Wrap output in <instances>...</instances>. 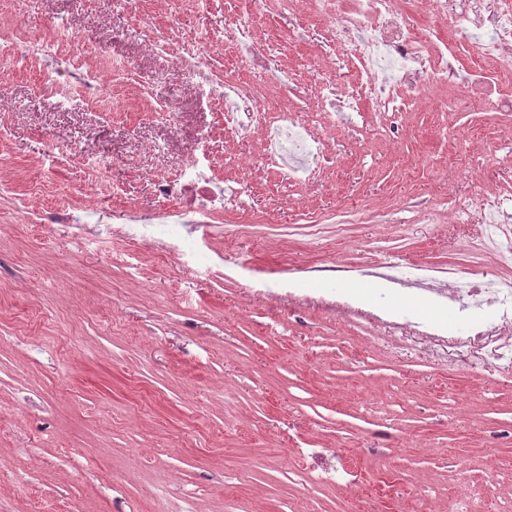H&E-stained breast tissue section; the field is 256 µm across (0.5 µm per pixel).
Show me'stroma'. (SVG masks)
<instances>
[{"instance_id": "stroma-1", "label": "stroma", "mask_w": 512, "mask_h": 512, "mask_svg": "<svg viewBox=\"0 0 512 512\" xmlns=\"http://www.w3.org/2000/svg\"><path fill=\"white\" fill-rule=\"evenodd\" d=\"M254 17L257 71L231 52L229 20ZM84 39L69 48L58 24ZM275 101L327 158L288 180L263 138L224 124L196 71ZM44 38L105 80L69 109L39 96ZM347 51L309 0H0V512H512V380L406 349L395 315L454 330L447 307L347 275L389 263L512 277L491 229L455 220L470 194L512 187V113L456 87L410 90L412 109L341 117L318 82L348 83ZM176 107V123L166 106ZM75 141L77 156L52 146ZM243 206L203 216L199 272L147 216L198 144ZM112 159L120 196L94 188L84 156ZM267 283L246 287L230 265ZM352 296L356 312L336 311ZM301 448H332L346 479L313 486Z\"/></svg>"}]
</instances>
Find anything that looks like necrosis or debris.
<instances>
[{"label":"necrosis or debris","instance_id":"1","mask_svg":"<svg viewBox=\"0 0 512 512\" xmlns=\"http://www.w3.org/2000/svg\"><path fill=\"white\" fill-rule=\"evenodd\" d=\"M331 1L336 8L327 14L328 25L337 44L351 54L354 83L343 94L329 85L322 96L329 111L347 115L367 105L375 112H402L410 105L402 89L427 82L464 88L480 102L484 88L512 78V0H425L428 13L454 32L448 41L418 36L397 0H316L321 7ZM463 43L475 48L481 66L461 65ZM181 63L200 71L209 95L223 96L225 111L235 113L241 125L271 134L273 154L289 174L318 166L321 152L304 126L243 87L214 78L196 57H184ZM63 82L91 94L102 89L92 73L73 67L70 56L57 54L46 65L40 89L50 95ZM403 287L411 294L445 298L449 312L469 324L467 335L458 336L416 323L411 327L414 339L450 356L481 352L484 362L512 377V280L489 279L474 271L454 285L419 276L405 280Z\"/></svg>","mask_w":512,"mask_h":512}]
</instances>
